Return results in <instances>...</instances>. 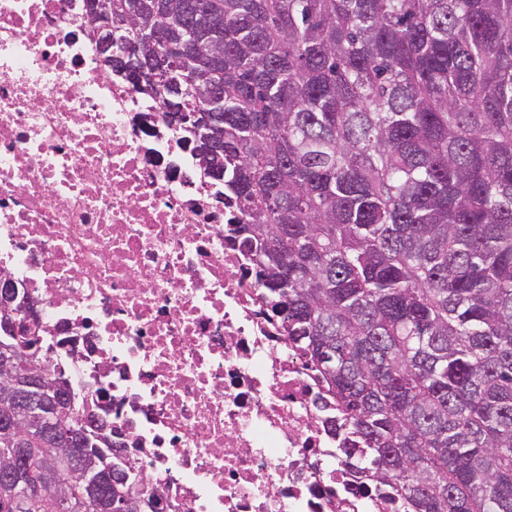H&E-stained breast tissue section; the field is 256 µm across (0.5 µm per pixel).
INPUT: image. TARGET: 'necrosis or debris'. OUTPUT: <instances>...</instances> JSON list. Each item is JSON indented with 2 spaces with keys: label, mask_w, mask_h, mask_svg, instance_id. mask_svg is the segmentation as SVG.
<instances>
[{
  "label": "necrosis or debris",
  "mask_w": 512,
  "mask_h": 512,
  "mask_svg": "<svg viewBox=\"0 0 512 512\" xmlns=\"http://www.w3.org/2000/svg\"><path fill=\"white\" fill-rule=\"evenodd\" d=\"M84 0H0V270L163 512H398L228 244L160 101L99 66Z\"/></svg>",
  "instance_id": "4bbe7bcc"
}]
</instances>
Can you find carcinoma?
Returning a JSON list of instances; mask_svg holds the SVG:
<instances>
[{
    "instance_id": "carcinoma-1",
    "label": "carcinoma",
    "mask_w": 512,
    "mask_h": 512,
    "mask_svg": "<svg viewBox=\"0 0 512 512\" xmlns=\"http://www.w3.org/2000/svg\"><path fill=\"white\" fill-rule=\"evenodd\" d=\"M219 26L157 85L223 99L205 161L350 474L404 512H512V0H112ZM27 469L66 451L37 440ZM75 482L0 512H90Z\"/></svg>"
}]
</instances>
